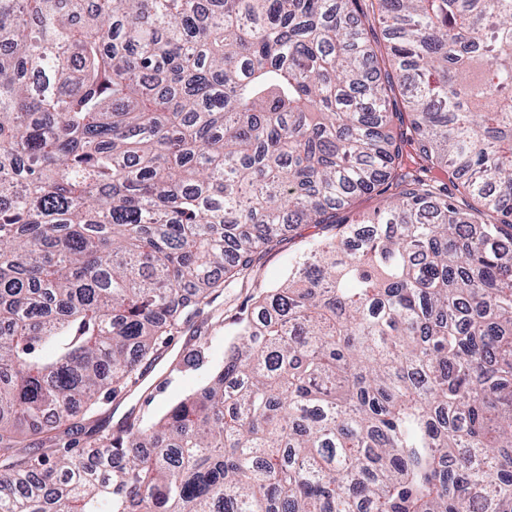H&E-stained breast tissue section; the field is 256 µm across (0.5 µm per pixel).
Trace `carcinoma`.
<instances>
[{
  "label": "carcinoma",
  "mask_w": 512,
  "mask_h": 512,
  "mask_svg": "<svg viewBox=\"0 0 512 512\" xmlns=\"http://www.w3.org/2000/svg\"><path fill=\"white\" fill-rule=\"evenodd\" d=\"M0 512H512V0H0ZM382 200L383 196L376 192L361 195L353 201L349 211H343L340 215L347 217V220L356 219L359 215L372 213L382 204ZM321 233L322 230L314 228L313 224H298L287 229L281 241L260 256L255 272L246 283L224 289V294L218 299L224 309V322L208 327L210 352L202 366L172 373V367L169 368L170 361L188 343H192L190 339L200 324L194 319L174 332L167 345L160 346V357L151 366L149 361L141 365L143 380L136 390L132 389L126 395L121 394L115 400L112 399V403L107 402L104 394H101L102 408L115 412L114 421L132 409L135 415L147 419L163 414L185 396L199 391L223 365L224 347L235 333L233 322L242 305L247 301L250 305L269 289L282 284L290 259L307 250L311 239ZM149 397L151 399L146 402Z\"/></svg>",
  "instance_id": "cac0c4a2"
}]
</instances>
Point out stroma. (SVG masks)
I'll list each match as a JSON object with an SVG mask.
<instances>
[{
  "label": "stroma",
  "instance_id": "obj_1",
  "mask_svg": "<svg viewBox=\"0 0 512 512\" xmlns=\"http://www.w3.org/2000/svg\"><path fill=\"white\" fill-rule=\"evenodd\" d=\"M319 231L310 224H299L287 230L281 241L264 252L251 278L244 284L225 289L220 298L224 309L223 323L208 327L210 352L207 361L197 368L171 371L170 361L187 347L198 327L197 321L183 324L167 345L161 346L153 364H142L143 380L128 394L111 403L116 415L134 411L143 418L163 414L185 396L199 391L224 363V347L235 332L234 320L247 301L257 299L271 288L283 283L290 259L307 250Z\"/></svg>",
  "mask_w": 512,
  "mask_h": 512
}]
</instances>
